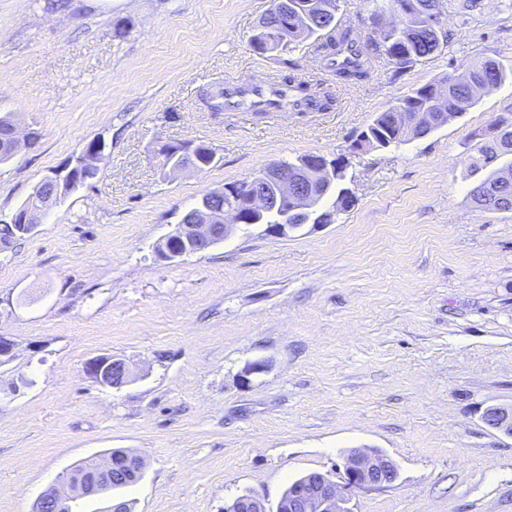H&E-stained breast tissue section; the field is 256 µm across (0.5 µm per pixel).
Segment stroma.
Wrapping results in <instances>:
<instances>
[{
    "instance_id": "obj_1",
    "label": "stroma",
    "mask_w": 512,
    "mask_h": 512,
    "mask_svg": "<svg viewBox=\"0 0 512 512\" xmlns=\"http://www.w3.org/2000/svg\"><path fill=\"white\" fill-rule=\"evenodd\" d=\"M447 41L394 74L337 82L306 45L295 76L327 112H214L203 89L273 80L248 40L272 0H0V113L37 140L0 164V219L93 140L96 178L0 250V512H33L79 461L125 448L146 462L107 512H224L249 491L276 506L293 480L337 473L353 448L399 467L352 512H512V211L487 213L464 173L512 115V80L427 137L357 156L374 115L485 57L512 66V0H442ZM123 37H116V26ZM202 143L216 164L163 178L160 144ZM308 153L345 157L354 201L285 237L243 225L208 251L156 246L203 194ZM124 358L118 389L84 371ZM266 361V371L247 367ZM485 424L494 429L512 437V408L493 407L490 408L484 417Z\"/></svg>"
}]
</instances>
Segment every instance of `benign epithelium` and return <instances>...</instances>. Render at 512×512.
I'll use <instances>...</instances> for the list:
<instances>
[{
	"mask_svg": "<svg viewBox=\"0 0 512 512\" xmlns=\"http://www.w3.org/2000/svg\"><path fill=\"white\" fill-rule=\"evenodd\" d=\"M37 139V132L29 130L20 134L19 127H14L9 141L0 143L1 156H14L20 146L30 145ZM106 145L99 141L90 149H84L76 158L75 165L61 175L54 173L49 180L58 186V193L44 199L38 207L17 209L10 218L12 224H29L36 228L40 217L55 204L78 187L94 179L98 173V162L104 158ZM274 178L280 188V195L292 201V206L282 214V223L266 225V231L287 236L306 226L316 228L314 216L318 193L314 186L305 183L301 177L288 170H278L275 174L267 173L256 179L245 180L247 195L242 205L224 206L214 210L199 202L195 212L198 221L193 224H177L169 237L176 239L183 250L170 252L163 257L165 261L198 254L216 245L211 235L212 226L224 225V237H229L233 229L247 222V218L256 214H265L271 199L262 190L261 184ZM85 373L103 387L116 388V379L122 385L133 381V373L127 362L115 356L99 357L89 361ZM485 424L509 437H512V408L493 407L484 417ZM112 452H106L97 464L82 472L69 475L73 481L70 498L56 496V487L44 491L39 501L51 502L55 512H75L74 504L87 497L103 496L112 491L114 482L112 473ZM399 477L396 462L378 449H352L344 457L343 467L338 476L316 473L301 478V485L280 498L276 509L269 510L265 503L250 492L233 498L224 507V512H350L348 504L353 493L363 489H382L394 483Z\"/></svg>",
	"mask_w": 512,
	"mask_h": 512,
	"instance_id": "obj_1",
	"label": "benign epithelium"
}]
</instances>
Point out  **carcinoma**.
Returning <instances> with one entry per match:
<instances>
[{"instance_id":"obj_1","label":"carcinoma","mask_w":512,"mask_h":512,"mask_svg":"<svg viewBox=\"0 0 512 512\" xmlns=\"http://www.w3.org/2000/svg\"><path fill=\"white\" fill-rule=\"evenodd\" d=\"M440 0H370L371 17L380 18L389 13L397 23L377 37H369L362 43L352 36V31L341 28L336 22L339 0H288L285 11L288 19L279 21L273 31L255 28L249 38L250 50L258 55L286 53L297 45L313 38L323 41L315 47L325 66L333 71L336 80L344 84H355L368 78L367 64L371 57L384 54L404 69L410 64L434 53L443 36L437 35L428 26L432 10L439 7ZM512 69L488 59L475 60L461 70L437 78L410 94L396 99L388 109L376 114L368 126L359 134L370 150L399 148L421 134L411 128L419 112H455L462 114L476 103L473 87L485 81L501 84ZM278 84L288 96V105L295 112L312 108L323 112L332 108L330 96H319L310 83L298 81L291 75H283ZM501 123L508 130L480 149V157L472 163L474 170L485 169L504 152L512 151V117H503ZM278 166L299 170L319 189L320 197L335 196L333 209L319 213L322 223L331 224L335 215L351 206L352 197L340 195L346 181V172L332 175L328 183L310 165L308 155L292 161H283ZM18 224H0V244L7 246L25 238Z\"/></svg>"}]
</instances>
